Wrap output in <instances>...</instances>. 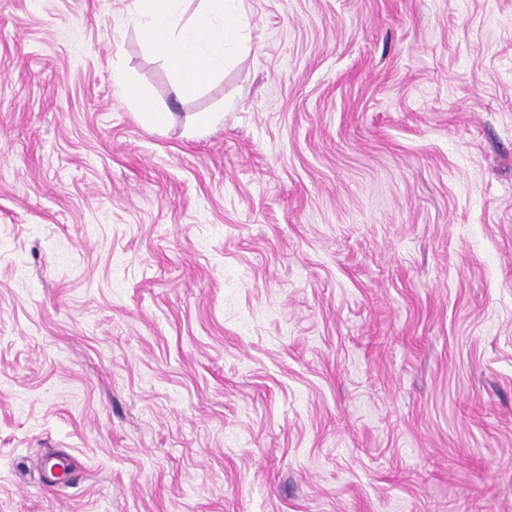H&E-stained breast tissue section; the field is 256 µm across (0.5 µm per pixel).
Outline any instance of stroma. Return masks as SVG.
Segmentation results:
<instances>
[{
	"mask_svg": "<svg viewBox=\"0 0 512 512\" xmlns=\"http://www.w3.org/2000/svg\"><path fill=\"white\" fill-rule=\"evenodd\" d=\"M128 6L0 0V512H512V0ZM193 1L131 0L128 6L148 50L174 72L176 97L222 72L245 40L244 0H199L187 16L185 3ZM126 93L138 103L137 117L144 127L160 129L169 122L170 112H164L153 106L139 88L130 84V87L126 88Z\"/></svg>",
	"mask_w": 512,
	"mask_h": 512,
	"instance_id": "35a3bbf8",
	"label": "stroma"
}]
</instances>
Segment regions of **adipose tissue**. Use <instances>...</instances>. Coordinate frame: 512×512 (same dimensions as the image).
Segmentation results:
<instances>
[{"label":"adipose tissue","mask_w":512,"mask_h":512,"mask_svg":"<svg viewBox=\"0 0 512 512\" xmlns=\"http://www.w3.org/2000/svg\"><path fill=\"white\" fill-rule=\"evenodd\" d=\"M129 15L148 50L173 71L178 97L223 71L247 28L244 0H199L191 10L186 0H130Z\"/></svg>","instance_id":"adipose-tissue-1"}]
</instances>
